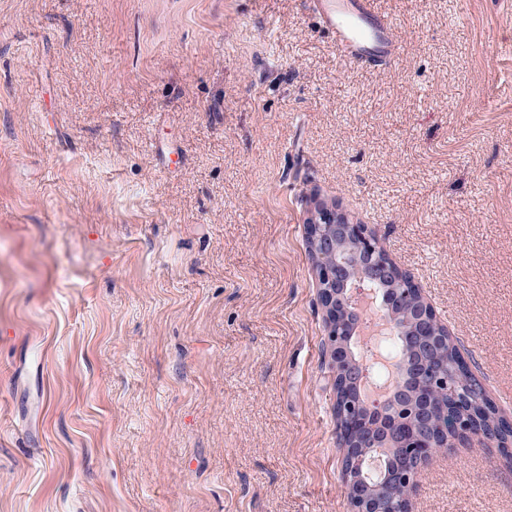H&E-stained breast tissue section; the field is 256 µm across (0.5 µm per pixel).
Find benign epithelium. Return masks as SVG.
I'll return each mask as SVG.
<instances>
[{"instance_id":"benign-epithelium-1","label":"benign epithelium","mask_w":512,"mask_h":512,"mask_svg":"<svg viewBox=\"0 0 512 512\" xmlns=\"http://www.w3.org/2000/svg\"><path fill=\"white\" fill-rule=\"evenodd\" d=\"M306 224L318 299L324 313L326 347L336 367V402L343 407L337 430L342 447V473L352 512H383L381 503L391 492L388 480H372L365 472L372 450L391 446L396 437V429L379 424L381 418L398 419L406 415L413 422L411 434L398 444L402 453L396 474L406 489L400 512H411L418 477L433 453L485 441L496 443L503 455L511 453L512 443L503 441L494 430L479 424L473 413L454 411L463 403L481 402L486 394L480 385L471 395L448 387L447 375L431 367L435 348L431 338L421 341L405 362V381L392 402L387 404L383 398L372 399L365 395L352 400L344 395V390L349 388L357 393L362 390L365 367L350 356V345L358 327L346 330L344 319L336 311L334 284L339 280L344 285L345 313L359 316L361 305L351 294L352 283L378 281L392 273L395 262L387 257L382 264L374 263L373 259L381 251L377 231L366 224L350 222L347 214L335 205L313 201ZM418 292L416 287L406 288L400 297L408 307L411 323L422 327L433 320L435 313L425 299H414ZM412 377L421 381L420 390L410 389ZM440 393L448 394L452 404L451 409L441 414L436 411L434 402V397Z\"/></svg>"}]
</instances>
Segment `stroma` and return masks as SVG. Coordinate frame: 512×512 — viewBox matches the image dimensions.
Returning <instances> with one entry per match:
<instances>
[{
	"label": "stroma",
	"instance_id": "1",
	"mask_svg": "<svg viewBox=\"0 0 512 512\" xmlns=\"http://www.w3.org/2000/svg\"><path fill=\"white\" fill-rule=\"evenodd\" d=\"M0 0V512H351L312 200L377 230L512 419V0ZM414 512H512L493 444ZM310 1L323 26L333 32L346 62L382 67L400 54L392 22L378 16L373 0Z\"/></svg>",
	"mask_w": 512,
	"mask_h": 512
}]
</instances>
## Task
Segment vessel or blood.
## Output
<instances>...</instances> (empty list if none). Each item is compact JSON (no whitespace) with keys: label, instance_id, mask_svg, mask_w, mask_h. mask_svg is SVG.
Instances as JSON below:
<instances>
[{"label":"vessel or blood","instance_id":"1","mask_svg":"<svg viewBox=\"0 0 512 512\" xmlns=\"http://www.w3.org/2000/svg\"><path fill=\"white\" fill-rule=\"evenodd\" d=\"M323 26L331 30L343 59L354 65L385 66L400 53L391 21L380 18L373 0H312Z\"/></svg>","mask_w":512,"mask_h":512}]
</instances>
